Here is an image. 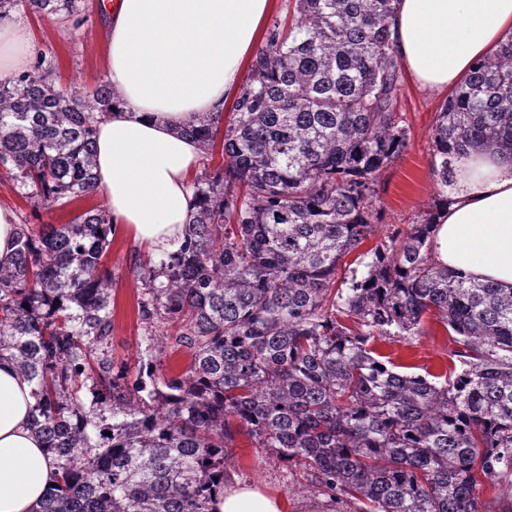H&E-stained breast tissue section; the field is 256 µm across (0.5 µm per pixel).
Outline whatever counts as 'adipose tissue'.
Wrapping results in <instances>:
<instances>
[{
	"instance_id": "ef3b65f1",
	"label": "adipose tissue",
	"mask_w": 512,
	"mask_h": 512,
	"mask_svg": "<svg viewBox=\"0 0 512 512\" xmlns=\"http://www.w3.org/2000/svg\"><path fill=\"white\" fill-rule=\"evenodd\" d=\"M274 0H118L106 57L118 103L95 125L96 193L115 226L154 253L175 250L203 157L177 127L235 101ZM512 38V0H395L393 48L423 88L445 92ZM37 53L28 27L0 22V80ZM438 218L434 249L449 270L512 288V160L472 151ZM31 386L0 361V512H33L56 480L30 429ZM281 497L229 481L212 512H286Z\"/></svg>"
}]
</instances>
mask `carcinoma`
Instances as JSON below:
<instances>
[{"instance_id": "carcinoma-1", "label": "carcinoma", "mask_w": 512, "mask_h": 512, "mask_svg": "<svg viewBox=\"0 0 512 512\" xmlns=\"http://www.w3.org/2000/svg\"><path fill=\"white\" fill-rule=\"evenodd\" d=\"M82 0H0L46 20ZM393 0H288L253 56L228 124L180 133L222 163L192 180L186 238L147 259L141 314L179 332L134 382L115 369L112 234L104 207L20 225L0 263V359L34 386L32 426L57 484L34 512H211L229 448L256 447L355 512H483L512 492V288L463 279L432 257L434 214L346 257L374 234L379 172L402 156ZM112 83H56L52 63L0 80V172L47 207L93 193L94 113ZM437 203L467 148L512 156V40L480 60L435 113ZM437 316L457 374L395 371L373 342ZM188 367L157 380L166 348Z\"/></svg>"}]
</instances>
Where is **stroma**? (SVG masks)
<instances>
[{
  "mask_svg": "<svg viewBox=\"0 0 512 512\" xmlns=\"http://www.w3.org/2000/svg\"><path fill=\"white\" fill-rule=\"evenodd\" d=\"M98 0H82L79 13L58 20H41L14 11V19L27 23L41 55L57 66L62 85L92 90L109 76L104 53L110 14L98 10ZM446 95L421 88L409 73H402L398 110L408 127L409 146L393 164L380 172L377 180V207L381 224L376 238H383L387 227L404 228L418 223L434 209L436 185L430 173L433 153V119ZM102 200L92 194L66 206L42 208L23 197L12 181L0 179V205L11 207L23 224H66L75 215L98 207ZM152 255L151 250L136 242L130 234L115 233L106 259L112 274L111 354L117 365L136 371L138 361L147 357L154 335L159 329L139 314L144 298V285L138 266ZM379 353L390 356L406 373L439 375L451 365L453 345L444 325L427 319L421 335L406 339L385 337L377 340ZM231 475L256 484L265 492L283 497L288 512H308V507L321 503L320 512H336L325 503L314 488L305 487L299 470L272 459L257 448L247 432L237 434L231 450Z\"/></svg>",
  "mask_w": 512,
  "mask_h": 512,
  "instance_id": "35a3bbf8",
  "label": "stroma"
}]
</instances>
